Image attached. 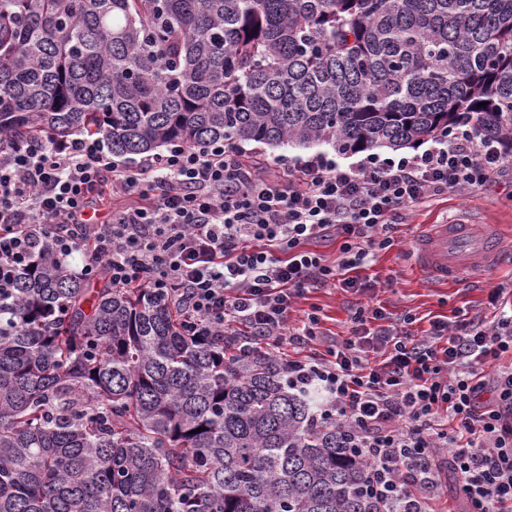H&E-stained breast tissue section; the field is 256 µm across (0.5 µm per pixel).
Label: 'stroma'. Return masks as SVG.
<instances>
[{
  "label": "stroma",
  "mask_w": 512,
  "mask_h": 512,
  "mask_svg": "<svg viewBox=\"0 0 512 512\" xmlns=\"http://www.w3.org/2000/svg\"><path fill=\"white\" fill-rule=\"evenodd\" d=\"M465 219L475 224H495L512 250V161L472 192L437 196L423 204L404 207L394 227L391 248L379 252L376 261L359 269V291L324 286L299 299L291 314L292 322L317 310L321 318L320 339L297 348L298 355L325 352L331 341L345 335L352 311L360 306L382 309L390 318L411 313L416 326L428 328L431 320H453L457 310L473 316L484 315L494 289L512 301V262L490 267L484 275L444 284L427 279L408 254L411 240L427 224H451Z\"/></svg>",
  "instance_id": "stroma-1"
}]
</instances>
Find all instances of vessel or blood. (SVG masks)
Masks as SVG:
<instances>
[{"label": "vessel or blood", "mask_w": 512, "mask_h": 512, "mask_svg": "<svg viewBox=\"0 0 512 512\" xmlns=\"http://www.w3.org/2000/svg\"><path fill=\"white\" fill-rule=\"evenodd\" d=\"M503 250L496 229L463 222L426 225L409 248L416 263L442 283L483 271Z\"/></svg>", "instance_id": "vessel-or-blood-1"}]
</instances>
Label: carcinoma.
Here are the masks:
<instances>
[{
    "label": "carcinoma",
    "instance_id": "1",
    "mask_svg": "<svg viewBox=\"0 0 512 512\" xmlns=\"http://www.w3.org/2000/svg\"><path fill=\"white\" fill-rule=\"evenodd\" d=\"M468 121L512 152V0H0V146L352 155ZM364 486L267 350L48 242L0 274V512H378Z\"/></svg>",
    "mask_w": 512,
    "mask_h": 512
}]
</instances>
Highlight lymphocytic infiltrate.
<instances>
[{"instance_id":"f902f5d3","label":"lymphocytic infiltrate","mask_w":512,"mask_h":512,"mask_svg":"<svg viewBox=\"0 0 512 512\" xmlns=\"http://www.w3.org/2000/svg\"><path fill=\"white\" fill-rule=\"evenodd\" d=\"M507 155L471 124L397 159L368 155L342 167L327 154L268 172L221 142L178 143L141 159H113L99 137L0 148V269L43 241L80 254L81 272L113 287L164 289L193 335L265 345L294 388L318 396L321 416L351 437L380 512H435L439 449H449L468 512H512V310L491 322L434 320L356 309L326 355L294 357L320 335V317L289 321L298 298L337 284L393 244L400 209L484 186ZM109 206L94 222L93 200ZM336 242L327 263L311 243Z\"/></svg>"}]
</instances>
